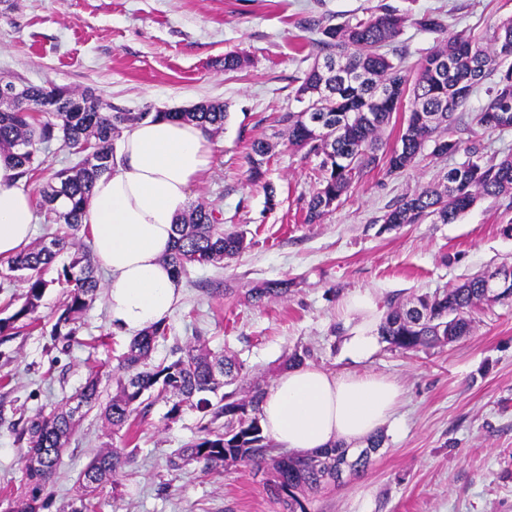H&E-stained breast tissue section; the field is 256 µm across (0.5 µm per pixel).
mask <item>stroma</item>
<instances>
[{
	"instance_id": "35a3bbf8",
	"label": "stroma",
	"mask_w": 512,
	"mask_h": 512,
	"mask_svg": "<svg viewBox=\"0 0 512 512\" xmlns=\"http://www.w3.org/2000/svg\"><path fill=\"white\" fill-rule=\"evenodd\" d=\"M383 3L411 17L396 41L411 72L437 40L415 18L439 13L451 30L481 35L512 16V0H0V80L91 88L102 107L131 112L226 105L223 129L209 135L212 163L189 201L219 206L225 227L243 231L248 247L182 277V297L152 360H169L173 347L201 335L212 352L244 363V388L270 387L286 357L303 349L327 371L396 381L402 397L379 429L384 443L371 465L311 497L309 512H512V302L483 303L470 333L444 346L404 354L382 342L361 363L343 352L349 326L362 320L344 308L356 292L372 290L382 317L390 303L512 263V236L503 232L512 224V198L478 200L453 224L386 228L389 205L437 184L464 160L427 148L401 174L364 171L322 221H304L318 161L289 145L279 121L297 111V80L316 52L303 23L341 22ZM228 52L245 57L241 70L225 71ZM259 138L273 146V206L248 177L247 153ZM282 279L290 282L287 295L259 305L248 298L249 289ZM65 291L61 283L48 288L36 328L0 336V512L21 485L15 423L72 401L94 369L111 396L131 341L113 329L101 298L75 340L51 336ZM168 409L152 397L128 435L110 439L98 410L88 411L63 452L46 512L72 499L80 472L108 439L136 455L119 486L98 489L96 512H279L247 468L170 467V456L197 437L201 415L187 407L170 419Z\"/></svg>"
}]
</instances>
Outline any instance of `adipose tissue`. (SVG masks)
I'll return each instance as SVG.
<instances>
[{
  "label": "adipose tissue",
  "instance_id": "adipose-tissue-1",
  "mask_svg": "<svg viewBox=\"0 0 512 512\" xmlns=\"http://www.w3.org/2000/svg\"><path fill=\"white\" fill-rule=\"evenodd\" d=\"M212 155L205 131L191 122L148 119L123 131L112 170L96 180L83 217L94 260L110 280L105 304L114 329L140 332L180 300L182 284L166 257L190 189ZM34 208L13 156L0 150V257L31 243ZM345 308L367 317L344 340L347 357L360 363L377 347L375 296L368 289L357 292ZM400 396V386L387 378L306 364L274 379L261 423L275 445L296 453L333 444L353 448L389 421Z\"/></svg>",
  "mask_w": 512,
  "mask_h": 512
}]
</instances>
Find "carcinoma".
I'll return each mask as SVG.
<instances>
[{"label": "carcinoma", "mask_w": 512, "mask_h": 512, "mask_svg": "<svg viewBox=\"0 0 512 512\" xmlns=\"http://www.w3.org/2000/svg\"><path fill=\"white\" fill-rule=\"evenodd\" d=\"M409 17L391 6H380L367 17H354L339 24L329 18L306 21L319 34L317 54L295 90L297 112H286L280 122L288 128L289 142L305 155L320 159L319 181L307 204L305 220L320 221L336 207L364 170L384 165L388 174L412 167L428 143L432 153L466 160L448 169L441 188H424L403 196L383 216L388 227L416 224L426 218L435 223L456 222L477 200L512 194V156L500 160L485 155L476 140L452 138L448 130L455 113L486 81V99L473 121L484 129L512 128V18L490 35L495 50L488 52L467 30L451 31L439 14L428 13L417 24L444 35L422 56L414 78L404 70L405 55L392 48ZM334 60L340 75L324 78L319 63ZM313 113L322 119L315 127L305 122ZM397 112L408 113L399 131V146L378 155L379 133ZM227 117L222 103L201 102L175 112H104L90 88L76 93L66 87L0 83V150L14 153L25 182L46 163L45 152L61 141L77 161L54 174V181L40 191L39 208L44 223L55 224L47 239L7 260L8 271L21 284L22 303L10 315L0 317V335L11 336L36 321L37 310L55 280L45 278L57 257L69 254L60 276L67 284L54 324V335H76L99 290L97 266L91 251L73 238L82 227L84 209L98 177L110 169L112 140L122 127L144 121L171 119L195 122L205 131L223 128ZM271 150L262 139L252 142L248 155L250 179L263 182L264 166ZM220 211L198 203L175 224V241L167 261L179 277L195 265L221 263L247 248L244 234L224 228ZM484 274L432 294H422L410 307L390 305L380 324V335L390 348L414 352L452 342L470 333L472 313L487 297ZM288 293V281L253 288L249 297L260 302ZM168 327L159 322L131 340L121 360L123 375L117 391L102 402L100 372L90 373L76 396L74 406L65 404L49 413L28 417L19 440L26 444L20 458L23 485L8 512H41L44 497L60 457L73 434L80 411L100 409L105 424L118 433L132 425L145 395L153 390L172 405L169 418L183 408L202 413L200 435L181 448L170 464L178 467L192 461L206 465L241 464L263 475V487L279 505L280 512H307L308 494L336 484L349 472L365 471L373 454L382 447L380 435L370 437L365 455L352 456L336 446L314 454L276 452L260 426L261 404L266 390L254 386L246 392L234 387L244 365L235 357L216 356L207 341L197 336L180 356L170 362L152 363L158 340ZM215 395L212 401L209 395ZM224 423H219V420ZM134 451L104 448L96 452L77 479L75 497L61 512H93L90 496L103 483L118 485L122 468Z\"/></svg>", "instance_id": "cac0c4a2"}]
</instances>
